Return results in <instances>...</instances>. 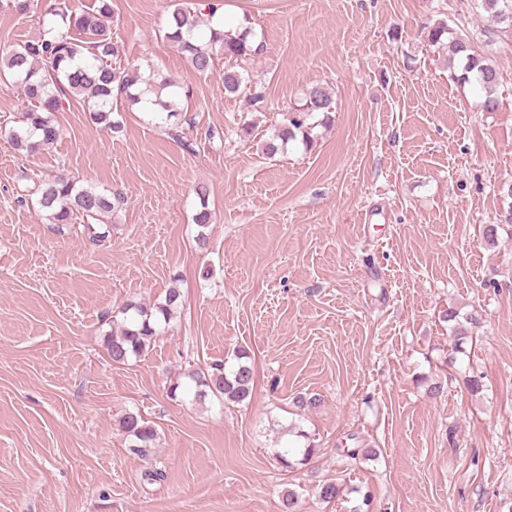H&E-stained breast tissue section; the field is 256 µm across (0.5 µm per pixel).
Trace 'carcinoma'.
I'll return each instance as SVG.
<instances>
[{"label": "carcinoma", "mask_w": 512, "mask_h": 512, "mask_svg": "<svg viewBox=\"0 0 512 512\" xmlns=\"http://www.w3.org/2000/svg\"><path fill=\"white\" fill-rule=\"evenodd\" d=\"M221 7L220 0H174L166 18L164 38L180 50L199 74L209 73L219 56L236 61L258 53L249 40L248 27L235 33L212 27L206 32L200 30L202 9H208L212 18ZM475 8L512 22V0H475ZM38 19L42 33L37 38L12 45L0 56V74L9 76L29 103L21 113V124L8 133L15 151L33 155L54 144L61 131L53 116L73 102L84 106L93 124L114 132L121 129L120 121L113 118L120 106L133 107L147 102L152 105L149 113L158 124L169 128L171 133L177 130L181 122L176 101L179 83L160 73L146 77L136 65L123 69L112 67L111 60L116 54L112 41V0H94L92 6L80 10L70 9L67 0H47ZM426 39L433 45L447 46L451 57L461 62L460 71L451 72L449 78L459 83L475 81L484 96L483 111H497V71L475 50L469 36L457 33L446 22H439L428 28ZM244 81L241 71L232 67L224 69L227 94H238ZM334 111L336 102L331 92L321 85H311L302 104L283 115L277 133L264 145L265 154L276 155L299 134L303 143H309L313 116ZM37 205L42 219L50 224H71L80 219L90 226H102L104 218L112 216L115 201L73 176L57 175L39 186ZM180 303V291L170 288L164 302L151 308L127 305L122 311L125 315L122 328L106 338L112 361L123 363L130 356L146 351L160 335L161 323L171 321ZM457 318L459 312L448 309L445 319L453 324L455 347L460 349L468 334ZM235 358L236 364L230 368L222 363L214 365L208 374H189L196 386V400L201 402L210 395L223 402L240 403L250 396L254 383L250 356L240 349ZM118 427L130 438L133 453L139 456L150 453L157 433L145 418L128 412L120 418ZM314 452L315 446L309 443L302 458L295 460L291 446L287 445L275 451L274 457L283 468L292 469L304 464Z\"/></svg>", "instance_id": "1"}]
</instances>
